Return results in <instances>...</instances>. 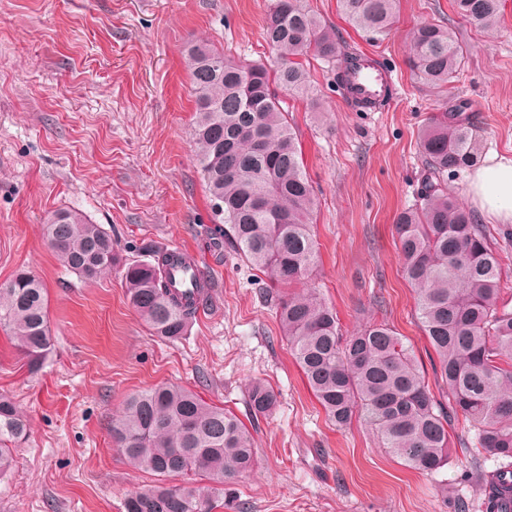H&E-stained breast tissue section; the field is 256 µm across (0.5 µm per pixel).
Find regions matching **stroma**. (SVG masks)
<instances>
[{
    "mask_svg": "<svg viewBox=\"0 0 512 512\" xmlns=\"http://www.w3.org/2000/svg\"><path fill=\"white\" fill-rule=\"evenodd\" d=\"M340 46L375 54L399 83L372 109L355 106L329 64L306 70L313 102L287 99L316 204L320 257L306 285L334 307L343 332L389 324L424 371L433 354L415 314L394 219L427 174L418 135L446 99L468 100L485 154L512 157V0L483 31L450 0H400L399 21L371 43L336 0H303ZM272 0H0V283L22 269L48 294L54 347L39 373L0 330V394L28 431L0 476V512H122L156 479L131 469L112 418L133 392L166 382L248 418L247 387L278 396L254 432L258 464L227 482L215 512H484L493 459L472 458L473 433L452 422L450 460L434 476L397 463L359 420L329 423L289 354L270 296L235 253L214 246V215L195 157L186 50L203 40L236 61L278 63L263 39ZM445 23L465 46L447 88L419 83L409 32ZM58 209L107 229L121 262L182 249L212 291L176 343L152 337L130 306L120 269L85 280L64 270L43 226Z\"/></svg>",
    "mask_w": 512,
    "mask_h": 512,
    "instance_id": "stroma-1",
    "label": "stroma"
}]
</instances>
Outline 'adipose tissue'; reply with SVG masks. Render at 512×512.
<instances>
[{
    "instance_id": "obj_1",
    "label": "adipose tissue",
    "mask_w": 512,
    "mask_h": 512,
    "mask_svg": "<svg viewBox=\"0 0 512 512\" xmlns=\"http://www.w3.org/2000/svg\"><path fill=\"white\" fill-rule=\"evenodd\" d=\"M469 189L481 215L512 224V159L491 157L471 175Z\"/></svg>"
}]
</instances>
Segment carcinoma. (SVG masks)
<instances>
[{"mask_svg":"<svg viewBox=\"0 0 512 512\" xmlns=\"http://www.w3.org/2000/svg\"><path fill=\"white\" fill-rule=\"evenodd\" d=\"M400 0H337L340 14L372 40L393 31ZM457 13L483 30L495 28L502 0H453ZM264 35L276 50L273 72L242 65L204 42L188 47L195 99L193 135L217 224L213 234L255 270L291 292L278 296L276 317L288 349L327 419L347 427L364 419L387 452L421 474L448 464L449 429L460 414L474 429L477 453L499 462L488 501L512 494V306L501 297L502 265L487 225L442 185L444 173L479 164L482 143L464 101L443 104L424 125L419 146L428 174L420 204L396 216L395 233L406 275L416 292V313L432 348L436 389H431L412 350L388 324L367 322L349 335L336 311L303 283L318 263L311 232L315 199L288 112L279 92L313 99L303 60L338 62L337 79L354 56L340 50L336 33L302 0H274ZM464 64V50L449 27L413 28L409 65L422 83L446 88ZM44 235L58 261L81 278H95L118 262L112 234L74 210L53 213ZM190 263L167 252L124 265L122 279L131 307L157 338L176 342L208 300L178 293L163 276ZM0 328L16 341L36 372L53 336L40 279L20 272L0 284ZM252 420L277 404L261 382L247 391ZM27 420L0 395V476L12 465L10 444L20 442ZM118 450L134 470L161 484L124 500V512H213L224 483L256 462L250 429L232 411L184 387L160 384L133 393L112 424ZM179 477L182 483L164 481Z\"/></svg>","mask_w":512,"mask_h":512,"instance_id":"cac0c4a2","label":"carcinoma"}]
</instances>
